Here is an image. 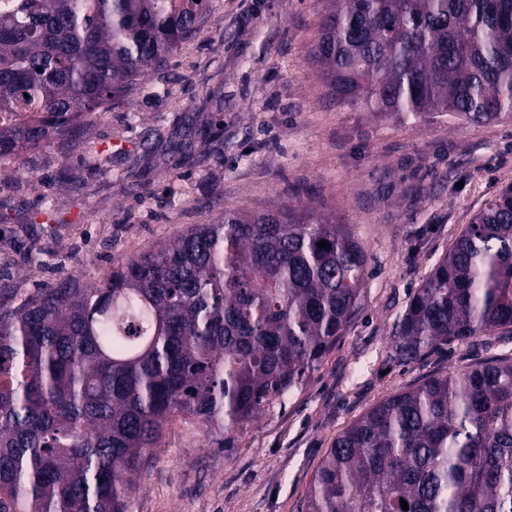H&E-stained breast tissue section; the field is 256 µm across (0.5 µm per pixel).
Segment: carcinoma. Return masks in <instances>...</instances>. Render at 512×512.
I'll use <instances>...</instances> for the list:
<instances>
[{"label":"carcinoma","mask_w":512,"mask_h":512,"mask_svg":"<svg viewBox=\"0 0 512 512\" xmlns=\"http://www.w3.org/2000/svg\"><path fill=\"white\" fill-rule=\"evenodd\" d=\"M0 161L68 140L195 37L209 0H8ZM316 64L340 103L512 120V0H332ZM112 156L91 150V175ZM328 242L320 249L317 243ZM345 224L226 210L100 273L0 284V512H127L175 416L219 447L300 387L357 308ZM512 332V185L485 203L392 327L404 363ZM408 510H403L401 501ZM304 512H512V358L431 376L341 431Z\"/></svg>","instance_id":"carcinoma-1"}]
</instances>
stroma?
<instances>
[{"label":"stroma","instance_id":"obj_1","mask_svg":"<svg viewBox=\"0 0 512 512\" xmlns=\"http://www.w3.org/2000/svg\"><path fill=\"white\" fill-rule=\"evenodd\" d=\"M324 0H211L198 34L168 68L145 76L79 140L26 157L38 183L0 165V283L22 291L169 241L218 209L306 207L348 225L368 277L358 309L299 388L273 402L223 450L176 417L133 476L128 512H301L337 434L422 379L512 356L498 332L402 363L392 326L493 193L512 184V122L410 124L337 103L313 59ZM168 95H160V88ZM112 149L94 176L91 146ZM52 194L63 225L35 222Z\"/></svg>","mask_w":512,"mask_h":512}]
</instances>
